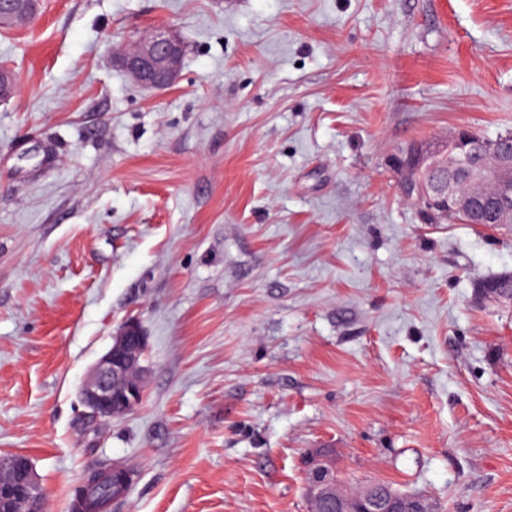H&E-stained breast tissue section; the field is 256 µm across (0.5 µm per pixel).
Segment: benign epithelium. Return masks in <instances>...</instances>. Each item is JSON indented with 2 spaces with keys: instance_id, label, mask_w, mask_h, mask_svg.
<instances>
[{
  "instance_id": "benign-epithelium-1",
  "label": "benign epithelium",
  "mask_w": 512,
  "mask_h": 512,
  "mask_svg": "<svg viewBox=\"0 0 512 512\" xmlns=\"http://www.w3.org/2000/svg\"><path fill=\"white\" fill-rule=\"evenodd\" d=\"M36 0H0V28L25 20L17 4ZM186 53L170 27L142 31L116 58L128 79L148 90L174 86ZM18 90L15 73L0 68V101ZM392 170L400 194L420 201L443 215L467 217L481 210L494 224H512V142L480 139L468 129L452 137L450 147L422 144L396 155ZM147 337L141 326L128 322L112 346L93 364L81 387L85 415L111 421L133 411L144 396L145 369L141 359ZM306 495L311 512H436L427 498L398 495L375 484L348 489L336 477L331 459L316 457L307 468ZM0 512H44V494L29 459L21 454L0 456Z\"/></svg>"
}]
</instances>
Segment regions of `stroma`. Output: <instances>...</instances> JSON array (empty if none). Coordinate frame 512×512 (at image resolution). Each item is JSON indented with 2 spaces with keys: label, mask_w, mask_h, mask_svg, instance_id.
I'll use <instances>...</instances> for the list:
<instances>
[{
  "label": "stroma",
  "mask_w": 512,
  "mask_h": 512,
  "mask_svg": "<svg viewBox=\"0 0 512 512\" xmlns=\"http://www.w3.org/2000/svg\"><path fill=\"white\" fill-rule=\"evenodd\" d=\"M186 44L179 82L112 56ZM0 455L46 512L103 466L109 512H309L305 457L440 512H512V224H439L392 158L512 131V0H38L0 30ZM141 405L85 434L128 320ZM185 53L176 31L154 26L142 31L116 62L134 84L148 90H164L178 82Z\"/></svg>",
  "instance_id": "stroma-1"
}]
</instances>
